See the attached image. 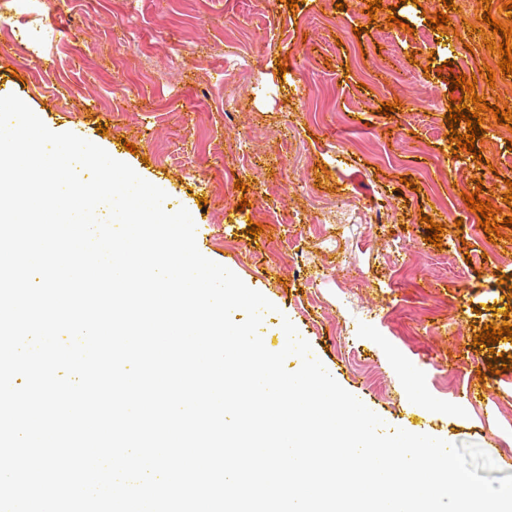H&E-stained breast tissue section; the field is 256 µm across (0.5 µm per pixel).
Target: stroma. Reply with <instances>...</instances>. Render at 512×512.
<instances>
[{"label": "stroma", "instance_id": "obj_1", "mask_svg": "<svg viewBox=\"0 0 512 512\" xmlns=\"http://www.w3.org/2000/svg\"><path fill=\"white\" fill-rule=\"evenodd\" d=\"M367 2L0 0V96L187 209L200 252L274 304L260 327L272 348L290 320L388 428L476 445L501 478L512 474V341L474 334L505 321L512 226L490 242L462 196L512 215V126L491 111L512 110V77L487 84L500 53L473 30L483 12L512 16L504 0H382L373 17ZM442 11L453 32L431 29ZM456 73L476 75L490 104L477 158L449 140ZM252 222L262 233L248 234Z\"/></svg>", "mask_w": 512, "mask_h": 512}]
</instances>
